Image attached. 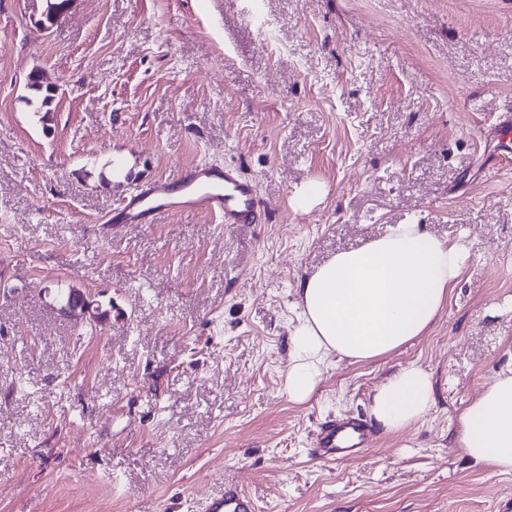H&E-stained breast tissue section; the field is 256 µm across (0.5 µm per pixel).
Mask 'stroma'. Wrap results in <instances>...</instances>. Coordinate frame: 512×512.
Masks as SVG:
<instances>
[{
  "label": "stroma",
  "instance_id": "1",
  "mask_svg": "<svg viewBox=\"0 0 512 512\" xmlns=\"http://www.w3.org/2000/svg\"><path fill=\"white\" fill-rule=\"evenodd\" d=\"M45 10L0 0V512H198L227 484L258 512H512V475L454 443L512 365V167L488 165L512 0H73L46 30ZM191 166L237 168L266 222L111 223ZM394 224L465 240L459 282L425 335L331 356L291 401L300 282ZM60 286L107 317L62 315ZM410 364L423 420L310 456ZM373 440V429L363 418L331 420L319 428L310 455L319 461L337 462L365 452Z\"/></svg>",
  "mask_w": 512,
  "mask_h": 512
}]
</instances>
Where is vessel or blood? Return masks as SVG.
<instances>
[{"mask_svg": "<svg viewBox=\"0 0 512 512\" xmlns=\"http://www.w3.org/2000/svg\"><path fill=\"white\" fill-rule=\"evenodd\" d=\"M265 206L256 185L227 168L190 167L162 185L131 196L113 214L116 224L156 223L174 213L206 212L227 224L257 223ZM371 425L360 417H345L321 425L311 456L337 462L365 452L373 443ZM205 512H256L253 499L235 486L225 487L221 496L210 498Z\"/></svg>", "mask_w": 512, "mask_h": 512, "instance_id": "obj_1", "label": "vessel or blood"}]
</instances>
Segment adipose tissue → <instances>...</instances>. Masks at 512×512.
I'll use <instances>...</instances> for the list:
<instances>
[{
	"mask_svg": "<svg viewBox=\"0 0 512 512\" xmlns=\"http://www.w3.org/2000/svg\"><path fill=\"white\" fill-rule=\"evenodd\" d=\"M468 258L419 224H397L362 247L337 253L297 290L287 392L313 395L330 355L371 362L424 335ZM433 404L429 373L411 364L377 387L371 412L387 431L422 420ZM458 445L472 464L512 474V367L501 370L462 412Z\"/></svg>",
	"mask_w": 512,
	"mask_h": 512,
	"instance_id": "ef3b65f1",
	"label": "adipose tissue"
}]
</instances>
